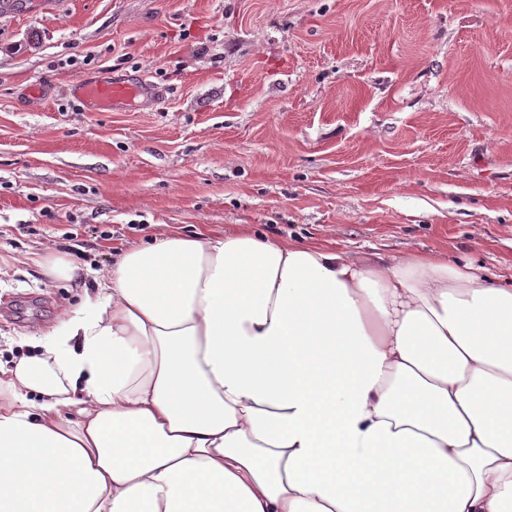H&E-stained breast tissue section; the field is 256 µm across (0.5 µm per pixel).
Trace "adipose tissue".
I'll use <instances>...</instances> for the list:
<instances>
[{
  "label": "adipose tissue",
  "mask_w": 512,
  "mask_h": 512,
  "mask_svg": "<svg viewBox=\"0 0 512 512\" xmlns=\"http://www.w3.org/2000/svg\"><path fill=\"white\" fill-rule=\"evenodd\" d=\"M93 279L0 362V512H512V277L161 224Z\"/></svg>",
  "instance_id": "1"
}]
</instances>
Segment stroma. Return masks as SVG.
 Returning a JSON list of instances; mask_svg holds the SVG:
<instances>
[{"label":"stroma","mask_w":512,"mask_h":512,"mask_svg":"<svg viewBox=\"0 0 512 512\" xmlns=\"http://www.w3.org/2000/svg\"><path fill=\"white\" fill-rule=\"evenodd\" d=\"M58 2L0 23L1 361L79 301L33 254L96 273L159 224L512 276V0ZM140 74L136 108L75 95Z\"/></svg>","instance_id":"obj_1"}]
</instances>
